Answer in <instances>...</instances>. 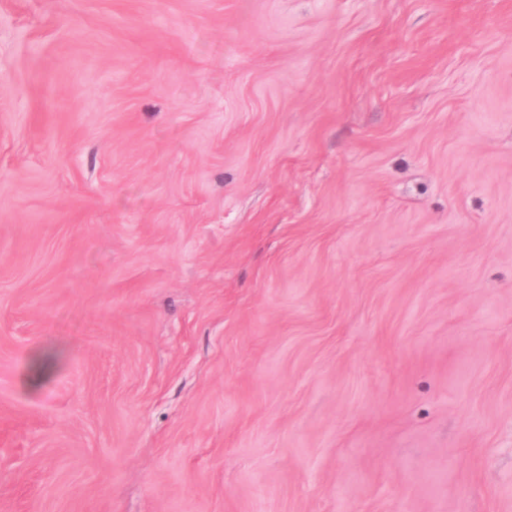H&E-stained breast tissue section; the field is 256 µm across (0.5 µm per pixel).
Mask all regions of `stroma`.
I'll list each match as a JSON object with an SVG mask.
<instances>
[{"label":"stroma","mask_w":512,"mask_h":512,"mask_svg":"<svg viewBox=\"0 0 512 512\" xmlns=\"http://www.w3.org/2000/svg\"><path fill=\"white\" fill-rule=\"evenodd\" d=\"M0 512H512V0H0Z\"/></svg>","instance_id":"35a3bbf8"}]
</instances>
